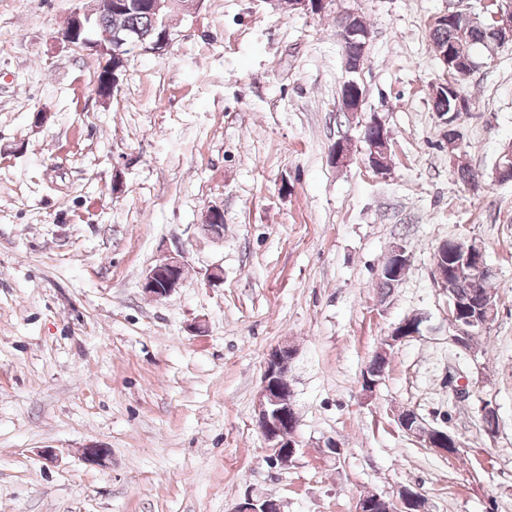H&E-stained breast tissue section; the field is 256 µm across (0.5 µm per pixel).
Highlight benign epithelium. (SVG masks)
I'll return each mask as SVG.
<instances>
[{
    "label": "benign epithelium",
    "mask_w": 512,
    "mask_h": 512,
    "mask_svg": "<svg viewBox=\"0 0 512 512\" xmlns=\"http://www.w3.org/2000/svg\"><path fill=\"white\" fill-rule=\"evenodd\" d=\"M333 0H288V8L302 13L322 14L327 5ZM484 9L480 14L470 11H453L444 13L436 20L443 26L463 24L477 26L486 30L490 43V53L512 45V4L503 0H483ZM91 12H76L71 16L70 24L61 33L62 39L68 46L82 51L96 54L101 59V72L103 83L100 86V98L109 99L119 87V82L112 71V31L100 29L95 38L80 37L86 29L85 21ZM359 17L349 14L342 18L340 36L342 40L357 43L362 48V53L356 55L346 64V70L350 73L358 71L365 60L371 33L357 25ZM439 60L444 70L443 80L432 89V95L437 99L450 98L448 113H440L442 124L448 128V136L459 137L456 127L457 112L468 107V100L460 92L459 88L478 67L471 56L455 47L447 46L439 54ZM345 96L340 98V111L353 116L361 111L363 94L360 86L354 80L344 84ZM494 177L503 182L512 179V146H507L499 155L494 168ZM463 256L465 264L474 273V281H481L490 273L485 264L482 246L473 241L457 240L453 250H448V244L441 243L434 255L433 278L440 290L448 291V277L452 271L451 261L457 256ZM389 257L393 264L385 268L384 273L389 277H397L404 273V267L410 262V254L402 244L392 246ZM184 256L180 254L168 255L160 260L146 272L142 282V290L156 298L168 296L183 282ZM448 327L451 329L450 341L476 356L470 337L477 334L475 326L486 329L495 319L497 313L494 297L485 300L478 318H463L459 316L458 300L448 298ZM420 335V329L413 317L409 316L394 325L387 339V344L394 346L410 338ZM294 358L293 351L288 346H275L267 353L264 370L261 379L259 397L257 401V421L262 434L269 443L268 452L270 459L282 467L292 464L297 453L296 440L285 427L292 423V415L295 414L293 402L294 392L288 383V371ZM398 422L409 435L422 440L425 447L435 451L452 455L458 447L456 439L448 432L435 429L423 422L414 412L406 410L398 417ZM111 458V450L102 447H88L83 449L84 461L94 467L105 468ZM385 508V512H429L426 499L417 491L408 487L399 489L398 495L390 499L377 497ZM233 512H282L280 502L272 500L265 495L248 494L245 501L240 503Z\"/></svg>",
    "instance_id": "7a95c632"
}]
</instances>
